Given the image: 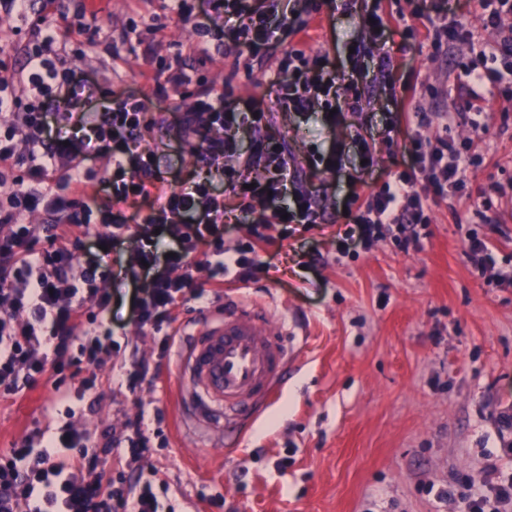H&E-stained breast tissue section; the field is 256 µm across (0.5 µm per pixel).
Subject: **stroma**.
Listing matches in <instances>:
<instances>
[{"mask_svg":"<svg viewBox=\"0 0 512 512\" xmlns=\"http://www.w3.org/2000/svg\"><path fill=\"white\" fill-rule=\"evenodd\" d=\"M164 0H96L89 26L100 28L96 44L85 47L73 67L94 79L100 95H148L141 52L112 57L108 44L135 27L156 55L173 57L178 45L196 38L188 22L163 21ZM413 0H326L318 14L297 15L306 28L300 45L309 60L327 58L343 83H358L362 105L328 124L320 110L306 115L282 111L273 83L288 50L281 44L257 59L246 47L210 58H184L206 81L224 88L231 106L259 105L270 114L267 137L284 144L304 189L326 211L323 224H302L284 238L261 245L269 272L248 284L224 285V299L240 298L274 307L288 320L292 365L288 381L263 413L248 422L241 437L227 435L224 449L202 444L183 414L176 393L174 365L164 366L153 382L113 405L111 365L98 372L101 388L85 397L76 417L80 427L120 426L124 415L155 410L165 415L167 446L144 462L167 483L177 512H457L460 495L482 486L488 464L512 469V99L488 111L481 129L445 126L441 111L457 104L460 67L469 57L467 43L448 54L435 53L421 39L408 38L402 50L388 51L360 23L378 11L394 29L399 13H411ZM364 41L366 53L351 67L346 47ZM391 55L389 77L377 78L383 55ZM444 84L447 96L425 94ZM420 107L424 123L411 120ZM155 111L166 125L145 131L144 145L165 142L161 161L164 184L198 174L189 148L180 146L171 121L176 98L157 99ZM391 139H383L387 126ZM429 141L448 136L474 140L478 162L465 189L430 212L419 225V247L403 251L390 236L370 248L336 251L347 228L343 213L350 192L367 197L381 182L412 167L404 149L407 133ZM361 134L374 146L372 168H363L351 138ZM345 143L342 170L318 165V155ZM499 187L480 223L481 191ZM484 240L492 259L478 263L471 236ZM84 257L102 258L113 273L112 327L128 354L158 362L160 350L141 337L131 313L132 288L120 271L134 249L125 243L101 254L95 233L83 238ZM56 393L51 383L34 391L0 398V449L12 447L45 423ZM224 501L212 507V499Z\"/></svg>","mask_w":512,"mask_h":512,"instance_id":"stroma-1","label":"stroma"}]
</instances>
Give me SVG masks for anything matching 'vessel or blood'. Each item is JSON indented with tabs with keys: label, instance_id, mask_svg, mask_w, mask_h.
I'll use <instances>...</instances> for the list:
<instances>
[{
	"label": "vessel or blood",
	"instance_id": "vessel-or-blood-1",
	"mask_svg": "<svg viewBox=\"0 0 512 512\" xmlns=\"http://www.w3.org/2000/svg\"><path fill=\"white\" fill-rule=\"evenodd\" d=\"M287 321L243 300L197 328L177 353L183 407L196 427L223 441L239 416L266 408L284 386L291 357Z\"/></svg>",
	"mask_w": 512,
	"mask_h": 512
}]
</instances>
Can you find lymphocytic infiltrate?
<instances>
[{"label":"lymphocytic infiltrate","mask_w":512,"mask_h":512,"mask_svg":"<svg viewBox=\"0 0 512 512\" xmlns=\"http://www.w3.org/2000/svg\"><path fill=\"white\" fill-rule=\"evenodd\" d=\"M470 0H424L412 13L426 19L432 46L442 50L460 40L470 42L463 71L469 79L464 107L443 113L445 123L478 127L493 100L477 89L493 84L512 96V0H482L477 22L499 33L496 43L475 40L452 18L465 13ZM61 0H0V11L15 15L29 28L20 42L0 40V394L15 396L51 380L64 404L67 423L49 416L44 427L18 446L0 452V512H163L165 483L145 478L140 463L163 447L165 417L155 412L126 417L113 431L76 429L75 405L98 388V371L111 365L113 396L137 392L151 371L149 363L128 358L127 346L112 330V295L108 275L96 262L77 263L74 254L93 214H100L98 244L112 247L135 242L124 269L134 286L132 313L143 335L169 356L177 331V314L189 302L206 307L211 291L225 279L247 282L261 265L254 258L259 243L282 237L290 224L324 219L318 199L289 190L296 170L282 143L264 130L267 112L231 110L215 85L194 79L184 68L156 58L144 48L146 81L155 94L189 93L191 106L178 115L177 129L205 167L219 159L228 164L217 177L239 201L242 218L251 219L247 243H224V199L204 176L162 190L158 187L156 151L142 148V129L161 125L150 98L127 97L98 112H80L76 100L92 99L98 88L69 63L70 50L48 27ZM168 16L192 22L197 39L188 51L199 59L224 48L247 46L262 54L274 42L297 35L289 15L318 12V0H168ZM336 86V76L318 65L303 78L298 66L278 69L277 101L281 109L307 113ZM249 127L255 148L248 166L261 170L253 188L231 161L239 155L228 126ZM419 172L385 181L350 221L359 240L372 245L391 232L401 250L419 246L413 224H425L433 205L462 188L477 156L472 142L442 139L431 147L421 136L406 146ZM106 156L113 176L105 181L85 168L86 159ZM148 198L152 206L129 223L113 212V202ZM52 216L51 224H34L33 213ZM209 273L208 285L198 271ZM79 388H71L72 379ZM113 475L103 479L105 465ZM512 504V476L488 465L483 489L462 495L460 512H500Z\"/></svg>","instance_id":"obj_1"}]
</instances>
